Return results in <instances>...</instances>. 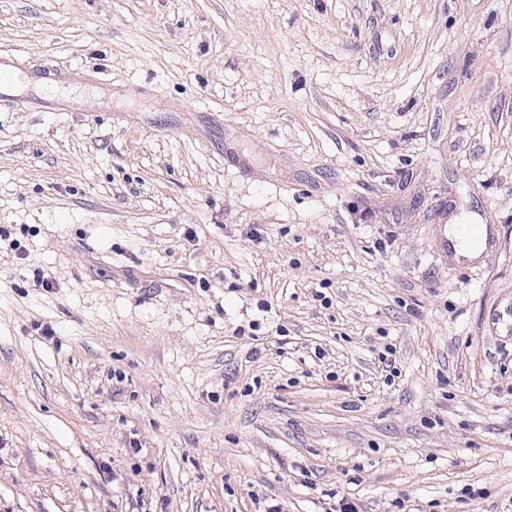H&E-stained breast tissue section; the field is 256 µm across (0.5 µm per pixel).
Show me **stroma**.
Returning a JSON list of instances; mask_svg holds the SVG:
<instances>
[{"label": "stroma", "instance_id": "1", "mask_svg": "<svg viewBox=\"0 0 512 512\" xmlns=\"http://www.w3.org/2000/svg\"><path fill=\"white\" fill-rule=\"evenodd\" d=\"M0 63L62 82L0 105V512H512V0H0ZM441 235L439 238L441 247L453 257L456 263L466 264L476 259L479 255L481 259L487 258L493 251L495 241V224H457L453 235L448 237V228L446 224H441ZM463 240L470 244L464 249L461 247ZM480 252V254L471 258V254Z\"/></svg>", "mask_w": 512, "mask_h": 512}]
</instances>
